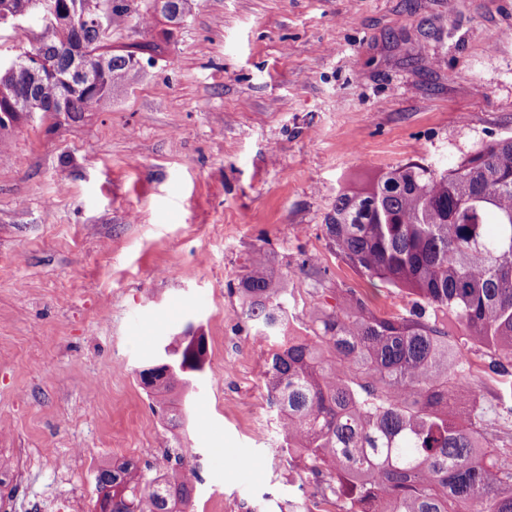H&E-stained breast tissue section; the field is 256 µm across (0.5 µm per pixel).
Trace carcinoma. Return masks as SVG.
Instances as JSON below:
<instances>
[{
	"label": "carcinoma",
	"mask_w": 512,
	"mask_h": 512,
	"mask_svg": "<svg viewBox=\"0 0 512 512\" xmlns=\"http://www.w3.org/2000/svg\"><path fill=\"white\" fill-rule=\"evenodd\" d=\"M0 0V25L66 17L76 0ZM86 49L91 83L71 78L63 40L39 47L54 72L27 94L61 111L97 109L141 75L135 53L104 49L93 28L69 33ZM336 255L357 273L415 296L407 314L385 317L349 290L345 303L318 308L313 335L287 336L288 277L258 248L238 283L242 315L278 342L265 378L286 448L342 497L341 512H512V468L488 437L512 408L476 400L467 355L439 317L486 350L487 369L512 377V137L433 169L409 162L359 189L343 188L324 219ZM172 370L146 386L151 396L188 389L208 350L186 336L165 347ZM109 512H186L196 468L177 459L163 473L132 460L97 468Z\"/></svg>",
	"instance_id": "carcinoma-1"
}]
</instances>
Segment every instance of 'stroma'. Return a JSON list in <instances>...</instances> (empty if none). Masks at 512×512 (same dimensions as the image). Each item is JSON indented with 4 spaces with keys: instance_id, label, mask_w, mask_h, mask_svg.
I'll return each instance as SVG.
<instances>
[{
    "instance_id": "35a3bbf8",
    "label": "stroma",
    "mask_w": 512,
    "mask_h": 512,
    "mask_svg": "<svg viewBox=\"0 0 512 512\" xmlns=\"http://www.w3.org/2000/svg\"><path fill=\"white\" fill-rule=\"evenodd\" d=\"M134 6L107 44L143 47L139 80L35 114L0 152V456L28 458L0 494L91 507L100 465L181 457L188 512H339L285 446L235 287L260 248L289 278L290 335L350 289L409 309L336 257L324 216L342 187L512 137V0H191L178 24ZM189 328L207 361L174 426L138 372ZM468 359L481 399L512 405V379Z\"/></svg>"
}]
</instances>
